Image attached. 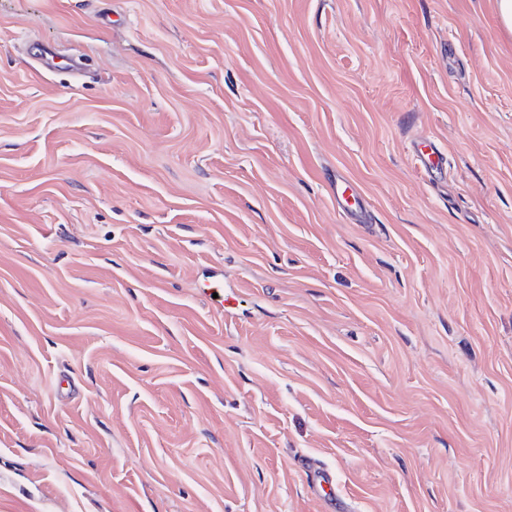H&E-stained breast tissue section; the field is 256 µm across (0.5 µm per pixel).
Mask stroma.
Wrapping results in <instances>:
<instances>
[{
    "label": "stroma",
    "mask_w": 512,
    "mask_h": 512,
    "mask_svg": "<svg viewBox=\"0 0 512 512\" xmlns=\"http://www.w3.org/2000/svg\"><path fill=\"white\" fill-rule=\"evenodd\" d=\"M336 505L512 512L497 0H0V512Z\"/></svg>",
    "instance_id": "1"
}]
</instances>
